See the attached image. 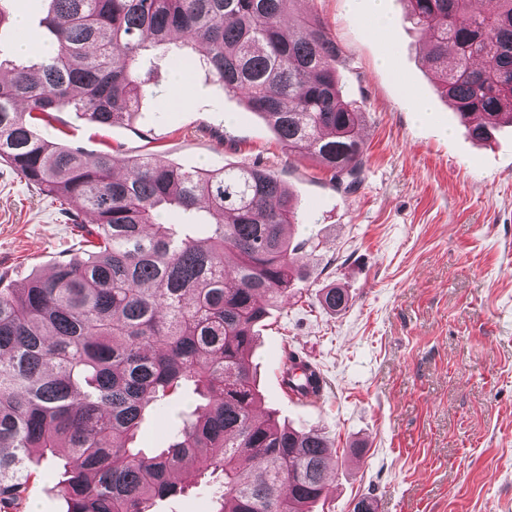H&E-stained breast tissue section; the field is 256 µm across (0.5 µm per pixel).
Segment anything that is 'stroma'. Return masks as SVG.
<instances>
[{"instance_id": "1", "label": "stroma", "mask_w": 512, "mask_h": 512, "mask_svg": "<svg viewBox=\"0 0 512 512\" xmlns=\"http://www.w3.org/2000/svg\"><path fill=\"white\" fill-rule=\"evenodd\" d=\"M392 22L345 0H296L342 49L344 95L366 113L361 183L347 193L311 158L289 156L239 98L200 68L173 79L159 58L156 95L128 124L99 129L59 113L39 133L86 154L152 152L185 168L260 163L298 203L304 280L258 329L253 364L262 411L326 436L337 463L322 512H512V126L479 143L444 98L402 0ZM425 104L428 119L414 115ZM78 234L56 205L0 164V274L43 275ZM349 304H320L328 284ZM297 353L320 371L314 404L287 397L283 365ZM192 392L154 405L138 445L166 447ZM58 464H40L26 512H65Z\"/></svg>"}]
</instances>
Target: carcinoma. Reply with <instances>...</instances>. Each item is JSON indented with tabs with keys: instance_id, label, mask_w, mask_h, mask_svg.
Instances as JSON below:
<instances>
[{
	"instance_id": "carcinoma-1",
	"label": "carcinoma",
	"mask_w": 512,
	"mask_h": 512,
	"mask_svg": "<svg viewBox=\"0 0 512 512\" xmlns=\"http://www.w3.org/2000/svg\"><path fill=\"white\" fill-rule=\"evenodd\" d=\"M295 0H47L52 55L25 65L0 49V162L59 203L81 229L80 258L21 283L0 274V503L21 512L36 466L68 456L66 512H153L219 480L213 512H312L335 452L317 431L258 411L255 328L305 277L287 227L297 203L257 165L187 170L154 154L87 158L36 127L68 107L106 129L154 94L157 51L240 95L288 150L311 155L350 192L364 163L366 115L336 78L341 48ZM421 50L468 135L512 124V0H407ZM179 220H164L167 214ZM91 216L85 223L83 216ZM345 289L321 305L348 306ZM283 383L300 400L324 380L296 353ZM192 391L166 447L135 440L158 401Z\"/></svg>"
}]
</instances>
